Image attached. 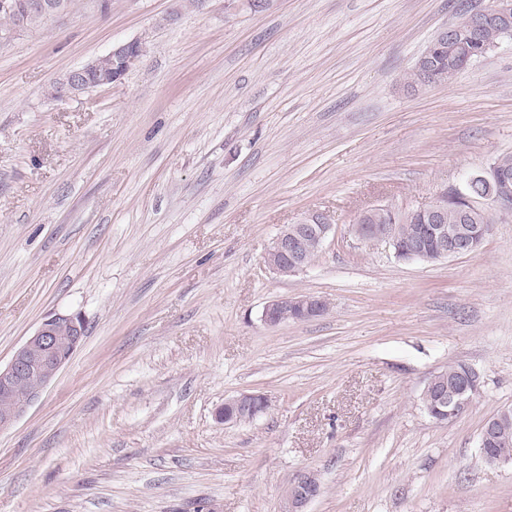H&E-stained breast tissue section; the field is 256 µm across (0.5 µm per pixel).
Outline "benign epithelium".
Wrapping results in <instances>:
<instances>
[{"label":"benign epithelium","instance_id":"7a95c632","mask_svg":"<svg viewBox=\"0 0 512 512\" xmlns=\"http://www.w3.org/2000/svg\"><path fill=\"white\" fill-rule=\"evenodd\" d=\"M41 11L56 15L64 11V4L58 0H22L17 11ZM499 17V24L505 33L512 32V0H496L490 8H476L469 15L470 31L474 35L483 32L489 16ZM448 42V58L452 59L464 49L455 28L449 25L441 29L432 40L440 45ZM137 40L117 44L108 52L112 61L130 67L135 62L132 57ZM90 66L83 65L68 73V80L60 87L59 96L69 99L81 93L91 83ZM482 180L488 190L481 196L469 198L471 210L488 212V207L512 209V181L504 176L497 167L470 174L463 189H468L475 181ZM448 207V192L438 194L431 202L414 209L435 223L431 232L438 243V254L429 256L419 246L408 249V259L435 262L442 259L458 258L476 250L491 232L490 222L476 225L467 232L459 225L448 226L441 223ZM333 231V224L324 213H310L292 224L284 226L272 240L265 258L266 267L273 273L288 277L299 273L309 266L303 257L307 233L314 234L318 245H323ZM361 241H382L397 247L395 225L367 224ZM326 310L323 299L304 294L273 300L263 310V322L268 326H277L288 320V315L298 312L307 319L320 316ZM86 335L84 319L79 315L54 314L47 316L33 334L14 352L9 363L0 366V429L7 428L22 417L39 400L45 389L55 379L59 371L69 361L73 352L81 345ZM479 391L478 377L472 375L451 393L441 394V401L448 404V419L461 416ZM269 407L268 399L259 393H244L233 397L224 406L218 408L215 417L224 423H240L252 420L265 413ZM507 414L503 410L489 417L482 426L479 437V452L488 465H512V459L491 453L486 445L501 438L502 418ZM321 491L317 476L308 471L296 474L289 483L282 503L281 512H306L307 504Z\"/></svg>","mask_w":512,"mask_h":512}]
</instances>
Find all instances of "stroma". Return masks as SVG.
<instances>
[{
    "mask_svg": "<svg viewBox=\"0 0 512 512\" xmlns=\"http://www.w3.org/2000/svg\"><path fill=\"white\" fill-rule=\"evenodd\" d=\"M494 0H73L0 45V364L54 313L86 335L0 430V512H512V466L478 453L512 408V211L471 254L397 260L350 228L462 187L512 154V37L453 82L403 76L463 8ZM139 39L118 83L47 98ZM335 229L281 277L273 236ZM323 315L274 327L275 299ZM462 363L465 413L420 394ZM268 397L226 425L225 399ZM333 224L327 214L310 213L292 224L284 226L272 240L265 258L266 267L273 273L288 277L303 271L311 263L303 257L305 238L308 232H313L306 243V257L312 261L319 249L330 237ZM316 239V241H315ZM326 303L323 299L304 294L294 297L273 300L263 310V322L268 326H277L288 320V315L299 312L306 319L320 316L326 310ZM298 318L296 321L306 320ZM479 391V380L478 377L470 375L469 379L464 381L461 385L454 389L451 393H442L441 401L448 402V419L454 420L461 416L472 402L473 398ZM437 395L435 391L430 394V405L434 409L435 415H429L435 421L440 423H448V419L445 418V414L438 410L437 407L441 408L437 404ZM225 406L231 410L228 416L224 415ZM268 407L269 402L265 395L244 393L224 402V405L216 410L215 417L222 423H241L243 420H253L264 414ZM320 491L321 485L314 473L298 472L288 485L281 512H306L307 504L316 498Z\"/></svg>",
    "mask_w": 512,
    "mask_h": 512,
    "instance_id": "obj_1",
    "label": "stroma"
}]
</instances>
